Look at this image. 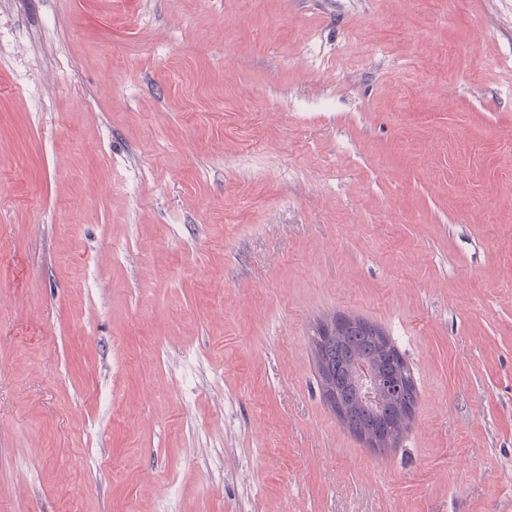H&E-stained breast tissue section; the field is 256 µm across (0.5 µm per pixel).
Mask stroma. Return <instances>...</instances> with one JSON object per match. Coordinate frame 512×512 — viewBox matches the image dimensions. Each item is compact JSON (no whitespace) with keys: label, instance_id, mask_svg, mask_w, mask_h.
Returning <instances> with one entry per match:
<instances>
[{"label":"stroma","instance_id":"35a3bbf8","mask_svg":"<svg viewBox=\"0 0 512 512\" xmlns=\"http://www.w3.org/2000/svg\"><path fill=\"white\" fill-rule=\"evenodd\" d=\"M336 315L410 369L390 447L325 402ZM168 483L512 512V0H0V512Z\"/></svg>","mask_w":512,"mask_h":512}]
</instances>
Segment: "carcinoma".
Listing matches in <instances>:
<instances>
[{
	"label": "carcinoma",
	"mask_w": 512,
	"mask_h": 512,
	"mask_svg": "<svg viewBox=\"0 0 512 512\" xmlns=\"http://www.w3.org/2000/svg\"><path fill=\"white\" fill-rule=\"evenodd\" d=\"M389 337L376 325L349 318L331 337L316 344L322 390L346 411L349 424L359 430L402 432L399 408L413 397L397 389L402 365L389 351Z\"/></svg>",
	"instance_id": "1"
}]
</instances>
